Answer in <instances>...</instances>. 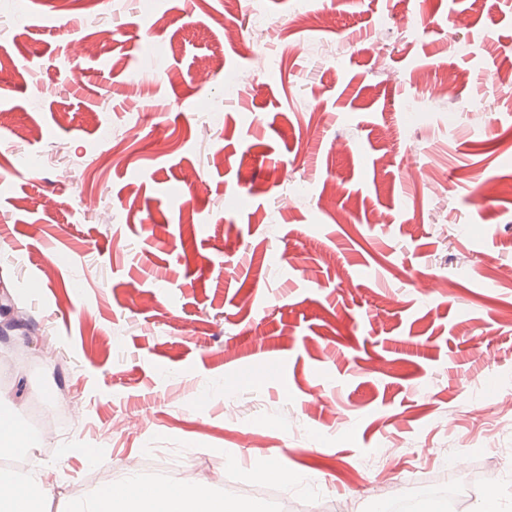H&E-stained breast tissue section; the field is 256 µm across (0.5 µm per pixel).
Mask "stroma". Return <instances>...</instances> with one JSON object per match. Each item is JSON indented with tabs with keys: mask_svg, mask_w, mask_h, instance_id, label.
Returning a JSON list of instances; mask_svg holds the SVG:
<instances>
[{
	"mask_svg": "<svg viewBox=\"0 0 512 512\" xmlns=\"http://www.w3.org/2000/svg\"><path fill=\"white\" fill-rule=\"evenodd\" d=\"M100 2L0 0V361L38 362L0 410L83 414L28 453L40 512L152 448L219 499L225 468L279 467L309 512H373L463 458L496 471L463 512H512V0ZM135 116L101 164L100 126Z\"/></svg>",
	"mask_w": 512,
	"mask_h": 512,
	"instance_id": "35a3bbf8",
	"label": "stroma"
}]
</instances>
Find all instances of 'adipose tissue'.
Segmentation results:
<instances>
[{
	"label": "adipose tissue",
	"mask_w": 512,
	"mask_h": 512,
	"mask_svg": "<svg viewBox=\"0 0 512 512\" xmlns=\"http://www.w3.org/2000/svg\"><path fill=\"white\" fill-rule=\"evenodd\" d=\"M41 494L38 482L18 480L0 472V512H37ZM255 504L236 505L214 498L206 489L194 486L169 488L166 497H156L140 476L126 478L121 492L99 490L80 504L78 512H256Z\"/></svg>",
	"instance_id": "ef3b65f1"
}]
</instances>
